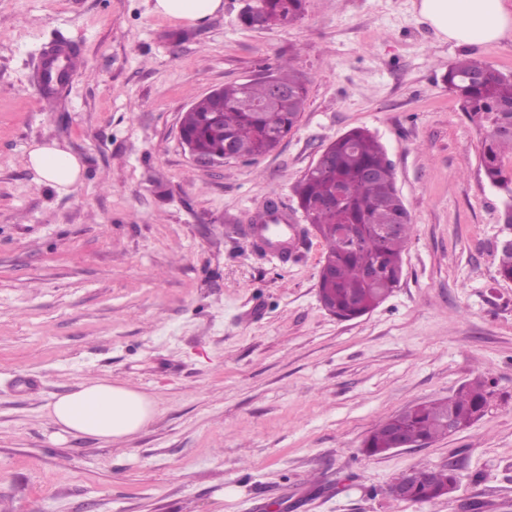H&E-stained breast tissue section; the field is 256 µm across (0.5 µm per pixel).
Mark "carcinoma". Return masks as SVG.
Instances as JSON below:
<instances>
[{
  "instance_id": "cac0c4a2",
  "label": "carcinoma",
  "mask_w": 512,
  "mask_h": 512,
  "mask_svg": "<svg viewBox=\"0 0 512 512\" xmlns=\"http://www.w3.org/2000/svg\"><path fill=\"white\" fill-rule=\"evenodd\" d=\"M256 16L241 15L253 27L259 22L273 30L299 18L305 0H255ZM486 73L489 79L471 78ZM273 82L232 83L214 95L196 100L181 117V127L196 151L219 155L230 142L248 159L261 157L288 136L299 121L307 87L290 64H278ZM448 91L464 110L489 128L482 148L488 181L512 202V175L505 158H512V73L505 74L471 59L457 60L445 75ZM298 207L315 225L326 245L318 288L326 305L343 320L358 318L382 303L402 275V254L412 232L410 215L395 185V175L381 143L364 129L351 130L328 145L321 160L295 187ZM397 224L388 237L372 234L375 226ZM498 274L512 280V246L501 248ZM492 392L477 377L446 399L409 407L390 417L391 426L423 442L448 435V415L466 429L481 419ZM393 445L392 434L381 424L367 437L371 456L383 455ZM416 500L432 501L446 488H458L451 469L421 475Z\"/></svg>"
}]
</instances>
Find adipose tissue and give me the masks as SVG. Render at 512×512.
Returning <instances> with one entry per match:
<instances>
[{"mask_svg": "<svg viewBox=\"0 0 512 512\" xmlns=\"http://www.w3.org/2000/svg\"><path fill=\"white\" fill-rule=\"evenodd\" d=\"M222 0H155L152 9L169 19L198 23L216 14ZM422 16L448 40L483 45L512 39V9L504 0H421ZM31 168L47 183L65 190L81 176V163L54 144L33 147ZM58 436L82 435L110 441L139 433L153 419L152 401L130 387L104 379L84 382L48 408Z\"/></svg>", "mask_w": 512, "mask_h": 512, "instance_id": "ef3b65f1", "label": "adipose tissue"}]
</instances>
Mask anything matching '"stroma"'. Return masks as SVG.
Here are the masks:
<instances>
[{
  "label": "stroma",
  "instance_id": "35a3bbf8",
  "mask_svg": "<svg viewBox=\"0 0 512 512\" xmlns=\"http://www.w3.org/2000/svg\"><path fill=\"white\" fill-rule=\"evenodd\" d=\"M196 24L152 0H0V512H512V280L497 274L503 198L485 128L443 77L473 56L512 73V39L442 40L416 0H306L273 30L244 0ZM81 60L55 111L44 52ZM291 60L300 120L257 160L200 167L178 128L195 100ZM364 127L385 148L413 231L392 295L340 320L317 291L324 243L295 183ZM76 155L60 191L33 145ZM294 210L288 257L258 249L249 215ZM484 376V417L384 456L391 415ZM146 394L151 423L114 441L54 436L47 407L90 379ZM458 490L394 500L418 468ZM384 424L385 422L377 426L365 440L364 448L370 456L383 455L387 452V448L393 451L398 448H418L426 445L414 438H404L397 434L396 446L392 448L394 443L392 434Z\"/></svg>",
  "mask_w": 512,
  "mask_h": 512
}]
</instances>
